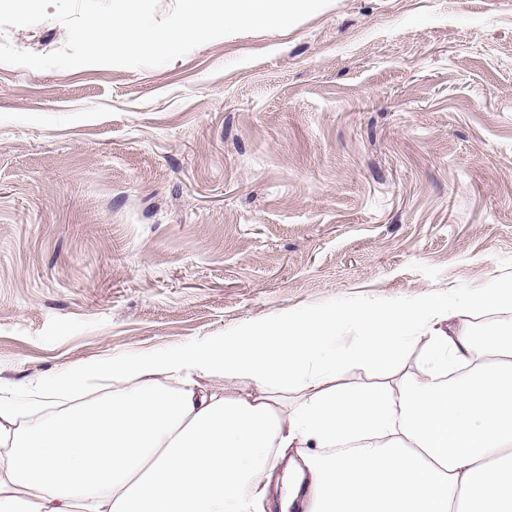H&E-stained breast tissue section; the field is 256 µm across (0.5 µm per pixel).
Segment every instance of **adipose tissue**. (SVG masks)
Masks as SVG:
<instances>
[{
	"label": "adipose tissue",
	"instance_id": "obj_1",
	"mask_svg": "<svg viewBox=\"0 0 512 512\" xmlns=\"http://www.w3.org/2000/svg\"><path fill=\"white\" fill-rule=\"evenodd\" d=\"M494 307L512 308V279L0 382V512H255L283 467L288 512H512V321L480 340L457 319ZM422 329L419 373L341 383L348 364L394 370ZM107 383L93 405L47 415Z\"/></svg>",
	"mask_w": 512,
	"mask_h": 512
}]
</instances>
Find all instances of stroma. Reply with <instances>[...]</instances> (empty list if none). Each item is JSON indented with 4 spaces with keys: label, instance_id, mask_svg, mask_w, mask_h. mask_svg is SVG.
I'll return each instance as SVG.
<instances>
[{
    "label": "stroma",
    "instance_id": "obj_1",
    "mask_svg": "<svg viewBox=\"0 0 512 512\" xmlns=\"http://www.w3.org/2000/svg\"><path fill=\"white\" fill-rule=\"evenodd\" d=\"M501 277L512 0H332L153 68L0 64L1 381Z\"/></svg>",
    "mask_w": 512,
    "mask_h": 512
}]
</instances>
